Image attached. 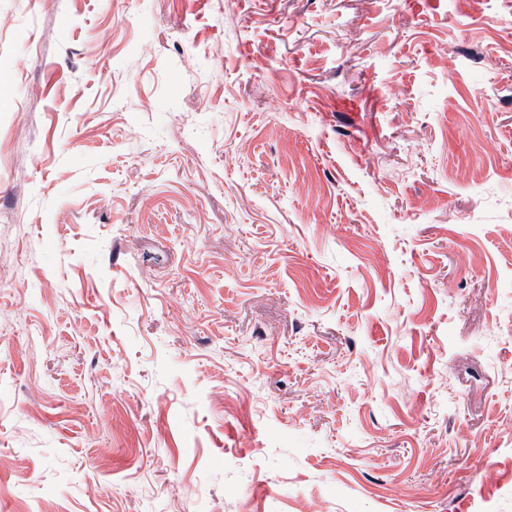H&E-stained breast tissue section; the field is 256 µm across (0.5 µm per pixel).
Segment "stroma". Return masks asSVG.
I'll return each instance as SVG.
<instances>
[{
  "mask_svg": "<svg viewBox=\"0 0 512 512\" xmlns=\"http://www.w3.org/2000/svg\"><path fill=\"white\" fill-rule=\"evenodd\" d=\"M512 0H0V512H512Z\"/></svg>",
  "mask_w": 512,
  "mask_h": 512,
  "instance_id": "stroma-1",
  "label": "stroma"
}]
</instances>
